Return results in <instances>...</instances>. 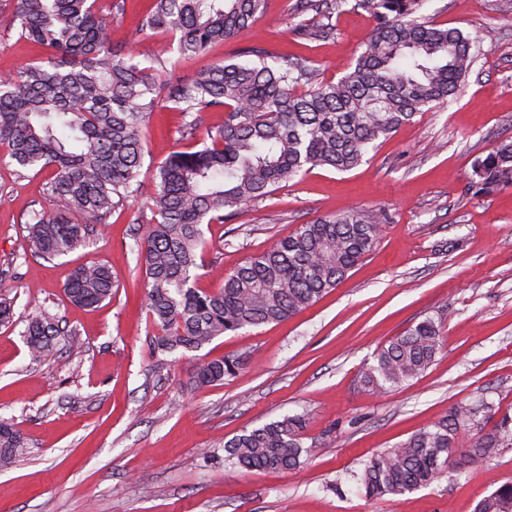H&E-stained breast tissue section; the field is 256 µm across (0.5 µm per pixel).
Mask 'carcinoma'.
I'll return each mask as SVG.
<instances>
[{"mask_svg":"<svg viewBox=\"0 0 512 512\" xmlns=\"http://www.w3.org/2000/svg\"><path fill=\"white\" fill-rule=\"evenodd\" d=\"M139 31L168 35L182 57L232 39L262 13L265 0H152ZM347 0H298L314 21L294 29L302 40L330 35L336 8ZM420 0H355L376 27L354 64L335 81L312 83L309 62L262 49L243 62L217 63L189 80H163L158 69L112 47L100 0H17L9 24L47 57L0 77V145L18 171H55L47 194L56 209L29 214V250L66 255L84 241L87 225L143 191L144 128L158 103L198 119L224 112L222 125L193 151L172 150L155 168L148 208L153 223L137 242L145 280L143 307L156 329L155 353L199 351L229 333L283 322L332 291L372 250L381 210H350L316 218L249 257L215 290L198 286L210 274L203 225L224 222L243 206L271 196L316 167L345 172L381 139L420 112L443 105L463 87L475 62L473 44L457 29L416 15ZM472 186L488 192L512 185V141L477 161ZM108 267H77L65 286L69 302L96 307L112 299ZM58 315L30 318L26 346L34 361L59 351ZM441 350L434 320L425 318L377 351L361 382L378 393L418 377ZM242 355L198 362L189 384L211 387L239 374ZM494 405L461 402L448 416L371 456L358 476L367 496H403L440 478L463 437L466 463L482 466L512 446V416L489 430ZM305 419L285 416L224 441V465L294 470L310 453ZM27 452L12 423L0 420V468ZM475 512H512V482L482 497Z\"/></svg>","mask_w":512,"mask_h":512,"instance_id":"obj_1","label":"carcinoma"}]
</instances>
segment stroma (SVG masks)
Here are the masks:
<instances>
[{"label":"stroma","mask_w":512,"mask_h":512,"mask_svg":"<svg viewBox=\"0 0 512 512\" xmlns=\"http://www.w3.org/2000/svg\"><path fill=\"white\" fill-rule=\"evenodd\" d=\"M0 0V76L43 58L7 20ZM297 0H266L262 15L205 55L181 58L162 34L137 25L150 0H125L111 25L114 49L163 62L168 78L233 62L246 47L304 56L321 81L341 77L375 27L366 11L341 9L329 39L303 44L293 29ZM420 15L471 35L478 48L462 94L414 117L355 168L317 167L266 200L205 227L217 274L322 215L383 210L372 251L317 303L288 320L221 336L157 368L141 307L144 282L135 239L151 213L146 196L116 208L105 230L69 254L28 251L30 211L50 207L52 169L18 172L0 148V292L15 297L0 325V418L13 423L27 454L0 470V512H473L494 487L512 481V447L481 470L464 448L430 486L382 500L352 480L363 460L447 416L460 402H493L512 415V186L475 192L474 164L512 140V0H422ZM222 113H203L187 132L182 113L159 106L145 130L155 161L206 138ZM109 264L117 290L94 308L71 305L64 285L82 263ZM58 313L79 353L61 349L32 362L27 320ZM442 349L420 376L374 394L360 375L377 348L424 318ZM248 356L224 384L196 389L193 365ZM286 415L306 420L311 453L288 472L228 469L226 439Z\"/></svg>","instance_id":"1"}]
</instances>
